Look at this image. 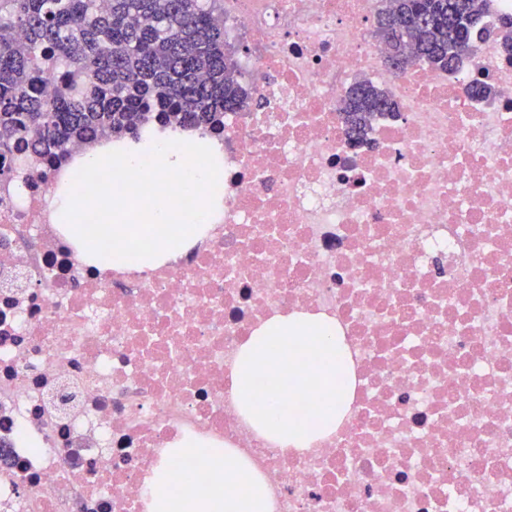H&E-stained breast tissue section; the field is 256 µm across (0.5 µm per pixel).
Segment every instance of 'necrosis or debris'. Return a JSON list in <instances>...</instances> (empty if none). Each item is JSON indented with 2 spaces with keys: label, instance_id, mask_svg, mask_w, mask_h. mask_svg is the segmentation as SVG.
<instances>
[{
  "label": "necrosis or debris",
  "instance_id": "necrosis-or-debris-1",
  "mask_svg": "<svg viewBox=\"0 0 512 512\" xmlns=\"http://www.w3.org/2000/svg\"><path fill=\"white\" fill-rule=\"evenodd\" d=\"M377 0H224L260 108L215 139L224 204L147 270L82 261L50 193L104 133L0 189V512H149L194 439L263 478L271 512H512V55L401 74L369 37ZM493 102L470 98L474 78ZM358 78L395 115L352 146ZM332 318L352 399L310 447L269 442L229 387L273 315Z\"/></svg>",
  "mask_w": 512,
  "mask_h": 512
}]
</instances>
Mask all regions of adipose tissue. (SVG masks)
I'll return each mask as SVG.
<instances>
[{
	"label": "adipose tissue",
	"mask_w": 512,
	"mask_h": 512,
	"mask_svg": "<svg viewBox=\"0 0 512 512\" xmlns=\"http://www.w3.org/2000/svg\"><path fill=\"white\" fill-rule=\"evenodd\" d=\"M174 456L205 459L210 463V479L190 489H178L171 481L168 467L156 471L151 512H270L262 479L232 452L223 459L212 456L211 449L197 443L174 449ZM223 476V489H216L214 476Z\"/></svg>",
	"instance_id": "obj_1"
}]
</instances>
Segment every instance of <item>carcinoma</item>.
Here are the masks:
<instances>
[{
  "mask_svg": "<svg viewBox=\"0 0 512 512\" xmlns=\"http://www.w3.org/2000/svg\"><path fill=\"white\" fill-rule=\"evenodd\" d=\"M489 0H394L377 12L393 36L387 65L418 60L443 70L488 24ZM224 39V0H0V183L29 153L56 166L73 141L108 131L140 139L173 121L218 132L224 113L260 104L235 79ZM55 79L48 94L43 78ZM340 112L358 143L378 115L397 112L388 92L354 83Z\"/></svg>",
  "mask_w": 512,
  "mask_h": 512,
  "instance_id": "cac0c4a2",
  "label": "carcinoma"
}]
</instances>
